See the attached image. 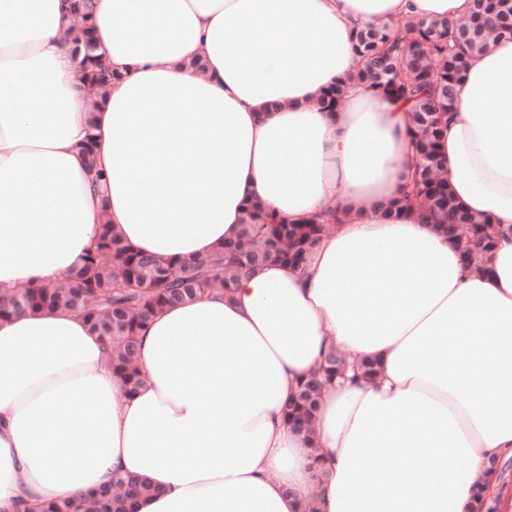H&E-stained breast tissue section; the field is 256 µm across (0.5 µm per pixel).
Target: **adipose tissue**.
<instances>
[{
    "instance_id": "obj_1",
    "label": "adipose tissue",
    "mask_w": 512,
    "mask_h": 512,
    "mask_svg": "<svg viewBox=\"0 0 512 512\" xmlns=\"http://www.w3.org/2000/svg\"><path fill=\"white\" fill-rule=\"evenodd\" d=\"M93 2L118 73L98 108L63 0H0V284L66 275L102 222L183 261L254 198L291 222L352 217L302 268L272 260L156 315L132 392L79 316L0 320V512L117 472L153 487L138 512H469L489 459L512 456V38L470 58L438 142L458 199L507 230L482 274L434 225L383 211L416 164L405 112L361 87L316 103L354 67L353 30L460 21L470 0ZM332 346L381 374L324 389L309 442L282 406Z\"/></svg>"
}]
</instances>
